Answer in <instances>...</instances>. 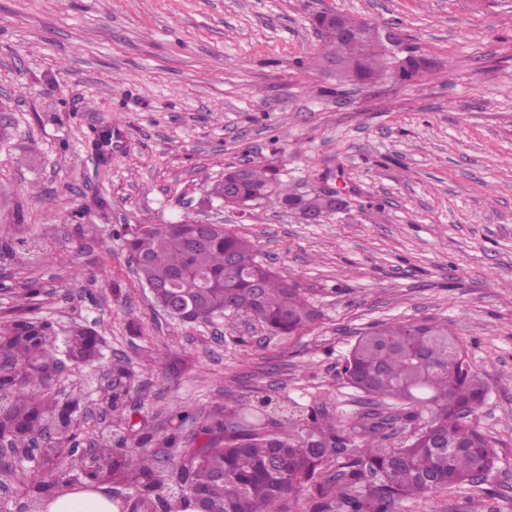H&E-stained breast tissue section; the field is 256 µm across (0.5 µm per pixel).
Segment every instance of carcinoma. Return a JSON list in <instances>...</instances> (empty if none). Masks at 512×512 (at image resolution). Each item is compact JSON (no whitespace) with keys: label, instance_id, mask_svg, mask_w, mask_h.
Masks as SVG:
<instances>
[{"label":"carcinoma","instance_id":"cac0c4a2","mask_svg":"<svg viewBox=\"0 0 512 512\" xmlns=\"http://www.w3.org/2000/svg\"><path fill=\"white\" fill-rule=\"evenodd\" d=\"M313 25L325 30L326 57L343 64L340 75L371 80L389 73L390 57L371 25L344 14L330 21L319 14ZM424 68L425 61L411 54L400 65L401 76ZM227 183L241 199L262 201L274 194L297 213L305 208L323 215L335 211L321 194L300 195L277 183L259 163L228 168L209 195L224 199ZM194 230L195 224L182 221L142 224L125 233L127 259L138 279L148 287L166 286L153 298L156 306L178 300L187 315L172 318L183 324L222 317L232 306L242 308L280 335H291L313 320L308 299L258 260L250 240L217 224L199 244ZM24 251H34L28 240L0 237V259ZM1 352L17 374L0 379V387L14 389L13 401L0 408V433L12 437L13 447L29 448L51 430L44 467L30 471L21 486L35 498L57 485L71 463L63 452L77 444L78 422L56 418L53 381L60 355L90 364L98 356L99 341L94 330L76 325L60 343L50 321L19 317L0 331ZM340 375L367 405L400 408L395 420L408 436L399 446L390 448L378 437L384 418L374 410L343 423L315 410L300 418L279 413L257 423L242 404L210 415L197 432L205 440L182 448L173 433L153 447L149 439L130 444L118 434L117 451L98 474L129 486L137 512H154L168 489L180 490V507L198 512H290L292 498L336 459L335 473L318 484L320 497H332L343 512H395L402 500L477 485L494 470L496 448L472 419L487 388L448 324L393 320L371 326L359 333ZM355 434L363 436V447L350 453ZM163 448L171 451V467L158 479L154 459Z\"/></svg>","mask_w":512,"mask_h":512}]
</instances>
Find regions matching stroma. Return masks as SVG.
<instances>
[{"label":"stroma","mask_w":512,"mask_h":512,"mask_svg":"<svg viewBox=\"0 0 512 512\" xmlns=\"http://www.w3.org/2000/svg\"><path fill=\"white\" fill-rule=\"evenodd\" d=\"M325 10L397 27L430 69L339 82L313 26ZM0 111V225L46 245L0 263V322L98 332L96 382L74 362L54 381L83 400L82 445L124 418L189 441L209 413L267 396L348 418L366 408L338 375L357 332L444 321L484 370L474 419L498 462L398 512H512V0H0ZM257 161L301 194L344 186L343 207L307 224L274 198L246 213L207 199ZM189 220L250 237L314 319L281 336L156 307L122 235ZM116 380L113 411L100 393Z\"/></svg>","instance_id":"35a3bbf8"}]
</instances>
